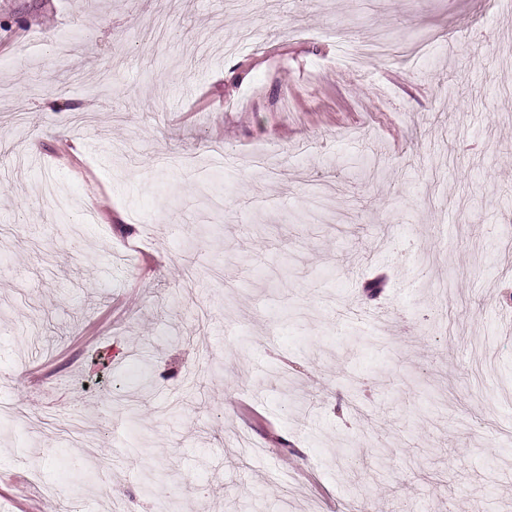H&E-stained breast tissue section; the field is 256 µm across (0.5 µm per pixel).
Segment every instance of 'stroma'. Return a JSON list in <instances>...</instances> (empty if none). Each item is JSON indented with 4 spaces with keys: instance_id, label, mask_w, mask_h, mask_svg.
<instances>
[{
    "instance_id": "obj_1",
    "label": "stroma",
    "mask_w": 512,
    "mask_h": 512,
    "mask_svg": "<svg viewBox=\"0 0 512 512\" xmlns=\"http://www.w3.org/2000/svg\"><path fill=\"white\" fill-rule=\"evenodd\" d=\"M507 32L497 0H0V512H512Z\"/></svg>"
}]
</instances>
